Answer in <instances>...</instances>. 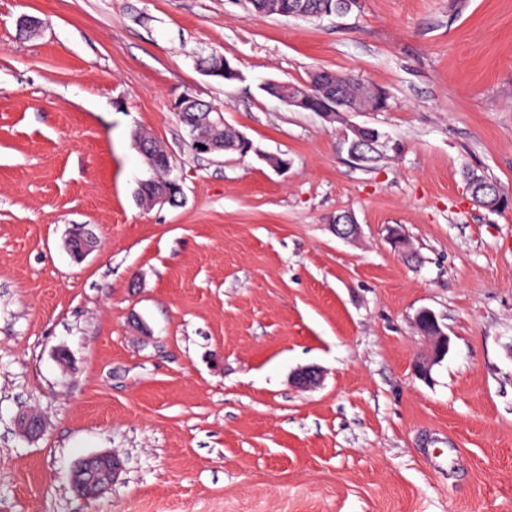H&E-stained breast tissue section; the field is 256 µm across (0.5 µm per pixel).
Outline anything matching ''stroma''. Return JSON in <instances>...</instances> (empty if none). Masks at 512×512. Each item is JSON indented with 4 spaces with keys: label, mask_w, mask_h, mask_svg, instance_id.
<instances>
[{
    "label": "stroma",
    "mask_w": 512,
    "mask_h": 512,
    "mask_svg": "<svg viewBox=\"0 0 512 512\" xmlns=\"http://www.w3.org/2000/svg\"><path fill=\"white\" fill-rule=\"evenodd\" d=\"M211 52L239 80L202 72ZM318 68L388 93L347 122L399 154L352 165L341 124L263 90ZM186 93L254 153L194 152ZM139 129L180 203H137ZM470 171L512 198V0H357L317 21L0 0V512H512V207L474 204ZM343 211L356 239L330 227ZM78 227L100 242L81 259ZM423 307L450 339L427 382ZM307 366L320 384L294 387ZM101 452L123 469L87 502L70 471Z\"/></svg>",
    "instance_id": "obj_1"
}]
</instances>
